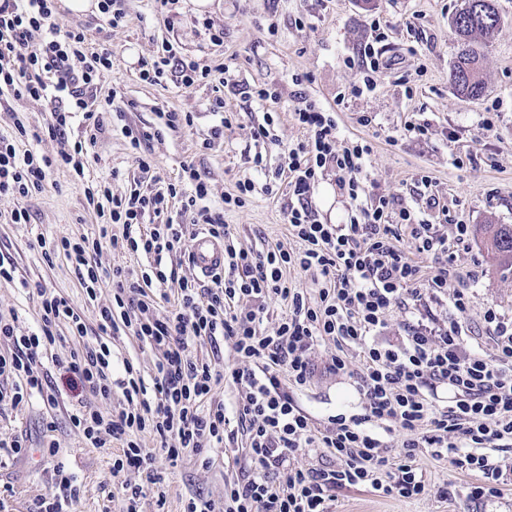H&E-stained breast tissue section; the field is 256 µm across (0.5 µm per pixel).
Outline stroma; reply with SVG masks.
<instances>
[{"instance_id":"35a3bbf8","label":"stroma","mask_w":512,"mask_h":512,"mask_svg":"<svg viewBox=\"0 0 512 512\" xmlns=\"http://www.w3.org/2000/svg\"><path fill=\"white\" fill-rule=\"evenodd\" d=\"M501 22L484 50L482 75L484 93L476 99L461 96L451 82L459 46L451 17L461 0H220L219 6L196 13L188 0H179L180 28H169L164 14L153 0H122L125 18L121 26L108 28L100 13L85 16L56 10L59 32L87 28L93 51L112 52V77L103 86L87 90L97 110L109 101L128 103V124L157 126L159 137L144 145L145 154L156 165L155 175L140 172L129 158L128 141L120 129L111 128L98 137L89 150L84 178L54 173L43 191L26 198H0V257L11 261L19 277L0 279V312L15 313L21 331L33 329L39 320L36 302L29 300L21 279L41 281L56 295L84 307L88 332H96V306L110 304L112 289L103 285L95 303H87L80 286L81 274L66 258L46 263L31 247L36 236L77 239L96 232L100 218L87 205L84 189L88 183L108 182L117 193L137 188L154 189L155 178L178 181L183 166L194 165L211 187L210 207L222 209L231 224L234 243L258 250L280 244L299 251L301 242L291 236L281 211L287 194L278 197L255 191L243 206H225L224 198L237 194L239 181L252 178L248 156L255 151L251 136L254 125L270 123L280 146L268 157L270 168L284 161V150L303 138L293 119V94L301 91L320 108L335 112L345 140H368L373 151L365 161L370 179L366 192L403 201L423 218L435 220L436 213L415 182L418 174L433 180L432 192L450 215L463 218L469 226L494 220L512 224V0H497ZM204 16L214 28L223 30L224 44L200 55L207 40L197 16ZM379 19L386 33L378 48L383 66L374 92L351 95L361 77V51L372 39L370 22ZM276 26L268 35V26ZM171 43L184 55L201 56L209 65L225 64L229 82L243 92L228 96L233 112L232 126L211 148L199 145L200 132L219 122L209 110L218 96L214 85L183 88L176 81L156 85L142 81V60L151 58L163 43ZM302 85H294L293 76ZM274 85L281 92L278 103H260L246 95L247 88ZM164 112H189L194 130L163 128ZM491 114L495 127L484 131L481 120ZM373 122L362 126L360 116ZM429 123L424 137H409L403 131L407 117ZM51 118L47 102L5 100L0 105V133L11 134L16 123L26 128L44 127ZM24 208L30 214L26 224H12L6 215ZM453 267L468 285L471 295L469 327L480 330L487 309L512 317V274L492 269L480 242L469 238L467 247L454 249ZM112 375L122 377L124 361H131L144 378H152L158 352L142 346L135 338L118 335L112 339ZM334 344L319 347L315 354L317 371L310 385L296 394L298 405L321 418L344 406L354 405L357 393L352 382L324 373L326 358ZM69 404L56 407L36 401L0 411V439L28 437L24 455L12 456L0 448V512H39L40 502L51 487L50 473L63 464L75 473L80 485L76 512H126L127 501L110 473L119 446L101 450L87 447L72 427ZM53 432H46L47 424ZM54 439L59 452L49 455L43 435ZM159 489L145 487L144 476L129 474V481L143 485L138 512H184L188 500L201 495L222 502L224 483L247 479L252 471L246 459V436L236 432L223 447L206 455L188 451L177 462L158 458ZM463 499L448 501L434 494L417 500L384 495L367 486L339 492L335 512H462Z\"/></svg>"}]
</instances>
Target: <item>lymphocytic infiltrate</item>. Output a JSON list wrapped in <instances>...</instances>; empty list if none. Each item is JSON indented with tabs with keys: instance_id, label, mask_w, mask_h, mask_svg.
Listing matches in <instances>:
<instances>
[{
	"instance_id": "1",
	"label": "lymphocytic infiltrate",
	"mask_w": 512,
	"mask_h": 512,
	"mask_svg": "<svg viewBox=\"0 0 512 512\" xmlns=\"http://www.w3.org/2000/svg\"><path fill=\"white\" fill-rule=\"evenodd\" d=\"M54 13V0H0V91L17 100L47 98L53 105L42 130L21 126L15 134H0V196L42 191L54 171L84 173L82 143L47 155L21 150V141L64 136L77 122L98 134L105 130L103 113L91 109L84 91L111 74L112 55L86 53L83 28L57 37ZM75 58L80 67L72 66ZM223 71L175 56L166 44L142 61L139 76L159 84L173 74L190 88ZM294 118L306 138L288 150L289 202L282 212L303 250L235 248L223 212L206 206L208 185L190 165L182 169L183 180L194 186L190 196L173 183L120 195L106 185L86 188L87 201L100 197L108 204L97 233L77 240L41 237L37 246L44 260L61 255L83 267L88 298L111 280L112 301L96 312L100 336L85 341L83 310L40 282L23 281L29 299L38 303L40 321L36 330L21 333L16 316L0 315V341L8 346L0 353V409L35 398L58 406L59 388L40 371L43 359H51L72 388L95 397L77 401L69 415L86 446L119 443L123 453L112 460V477L133 470L152 485L158 482V457L174 463L185 450L221 446L231 425L241 426L259 477L225 482L223 507L196 497L185 512H331L337 491L360 485L406 499L431 491L448 497L447 487H430L419 471L416 461L426 454L472 475L466 501L495 502L512 484V463L498 457L499 449L512 446V318L486 310L483 335H470L465 319L471 296L467 286L457 285L455 268L444 263L423 275L400 246L408 233L418 253L448 255L467 236L466 222L449 216L433 195L428 206L449 216L454 236L418 218L411 206L384 196L362 201L371 142L340 143L335 113L302 94ZM328 171L352 202L343 224H322L313 215L311 190ZM175 200L181 203L178 221L158 223ZM117 224L122 234H113ZM200 229L224 243V269L205 285L163 262L171 254L189 256L188 243ZM105 242L153 257L154 264L139 274L88 265L87 254ZM289 269L310 275L311 287L286 278ZM152 286L173 293L166 314H158L148 296ZM272 300L285 310L267 329L264 316ZM443 302L448 316L440 320L432 308ZM63 323L83 338L82 346L67 347L58 331ZM393 324L400 334L390 339L386 333ZM118 332L161 352L152 383L128 361L123 378L113 382L105 338ZM198 339L230 342L233 366L194 356L191 345ZM327 341L336 351L324 369L352 380L358 403L319 419L299 407L292 392L310 384L313 355ZM223 383L237 390V400L213 402L215 387ZM116 385L127 401L120 409L112 406ZM146 434L155 447L143 442ZM311 453L332 458V465H303L301 456Z\"/></svg>"
}]
</instances>
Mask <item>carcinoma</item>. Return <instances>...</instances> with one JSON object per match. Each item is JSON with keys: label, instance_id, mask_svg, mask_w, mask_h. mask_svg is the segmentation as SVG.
Here are the masks:
<instances>
[{"label": "carcinoma", "instance_id": "1", "mask_svg": "<svg viewBox=\"0 0 512 512\" xmlns=\"http://www.w3.org/2000/svg\"><path fill=\"white\" fill-rule=\"evenodd\" d=\"M500 24L496 0H464L452 19L453 32L460 51L452 70L456 90L468 99L482 96L485 85L480 75L482 49ZM476 236L491 264L502 271H512V225L479 224Z\"/></svg>", "mask_w": 512, "mask_h": 512}]
</instances>
